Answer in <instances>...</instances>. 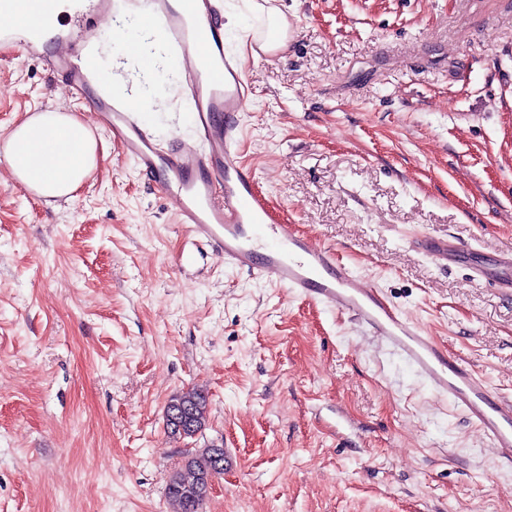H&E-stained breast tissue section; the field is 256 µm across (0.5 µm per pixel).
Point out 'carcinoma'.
I'll use <instances>...</instances> for the list:
<instances>
[{
    "instance_id": "1",
    "label": "carcinoma",
    "mask_w": 512,
    "mask_h": 512,
    "mask_svg": "<svg viewBox=\"0 0 512 512\" xmlns=\"http://www.w3.org/2000/svg\"><path fill=\"white\" fill-rule=\"evenodd\" d=\"M191 413L190 423L178 428L171 416L179 407ZM208 411V396L200 389H191L174 395L166 407V429L175 438H193L205 427ZM224 474L218 467L214 448H199L186 463V472H174L166 485V502L169 512H201L208 498L207 484L213 477Z\"/></svg>"
}]
</instances>
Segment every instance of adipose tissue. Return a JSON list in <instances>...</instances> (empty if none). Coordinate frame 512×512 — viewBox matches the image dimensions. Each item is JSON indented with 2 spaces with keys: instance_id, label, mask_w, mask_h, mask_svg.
Masks as SVG:
<instances>
[{
  "instance_id": "adipose-tissue-1",
  "label": "adipose tissue",
  "mask_w": 512,
  "mask_h": 512,
  "mask_svg": "<svg viewBox=\"0 0 512 512\" xmlns=\"http://www.w3.org/2000/svg\"><path fill=\"white\" fill-rule=\"evenodd\" d=\"M119 48L133 65L172 67L154 28L142 17L123 20ZM98 144L81 115L48 109L29 115L0 146L14 178L37 197L53 201L72 195L97 163Z\"/></svg>"
}]
</instances>
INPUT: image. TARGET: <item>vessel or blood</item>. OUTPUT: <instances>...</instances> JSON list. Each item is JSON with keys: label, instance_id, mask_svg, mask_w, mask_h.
Segmentation results:
<instances>
[{"label": "vessel or blood", "instance_id": "b4317fda", "mask_svg": "<svg viewBox=\"0 0 512 512\" xmlns=\"http://www.w3.org/2000/svg\"><path fill=\"white\" fill-rule=\"evenodd\" d=\"M128 4L154 22L161 42L176 53L178 82L192 102L198 148L156 141L131 97L94 94L100 74L92 52L57 67L72 93L99 113L120 151L140 172L157 177L159 189L175 199L178 226L223 253L225 262L238 270L347 313L402 356L436 397L451 403L481 432L500 464L512 468V398L498 394L470 363L408 320L342 263L334 249L278 222L269 199L257 191L256 172L239 153L240 114L249 87L239 61L226 50L219 0H87L67 41L88 43L89 14H114ZM251 46L266 60L279 53L274 33L261 20L254 25ZM421 247L446 266L469 252L452 237L426 238ZM472 275L512 292V251L474 267Z\"/></svg>", "mask_w": 512, "mask_h": 512}]
</instances>
